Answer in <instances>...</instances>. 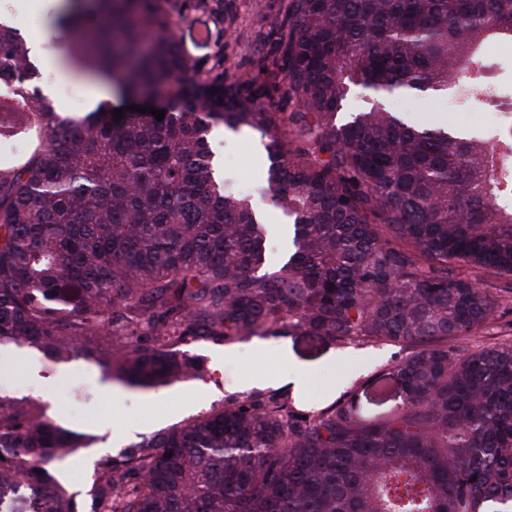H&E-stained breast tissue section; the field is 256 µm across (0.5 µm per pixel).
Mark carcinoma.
Masks as SVG:
<instances>
[{"label":"carcinoma","mask_w":512,"mask_h":512,"mask_svg":"<svg viewBox=\"0 0 512 512\" xmlns=\"http://www.w3.org/2000/svg\"><path fill=\"white\" fill-rule=\"evenodd\" d=\"M99 3L107 19L72 57L120 105L155 95L166 114L60 115L0 17V79L28 108L0 119V141L28 144L0 159V347L82 353L143 388L203 376L187 356L199 336L303 331L406 355L402 405L382 418L342 397L229 399L100 458L90 512H512V343L457 345L496 320L485 278H512V92L484 53L512 42V0H288L270 38L291 112L267 80L225 74L224 0ZM199 12L204 57L175 34ZM356 87L367 106L346 112ZM451 89L502 119L465 134L384 103ZM219 123L268 139L261 191L288 218L274 264L252 201L215 169ZM82 439L0 391V494L85 512L48 468Z\"/></svg>","instance_id":"obj_1"}]
</instances>
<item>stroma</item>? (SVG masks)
Returning <instances> with one entry per match:
<instances>
[{
	"label": "stroma",
	"mask_w": 512,
	"mask_h": 512,
	"mask_svg": "<svg viewBox=\"0 0 512 512\" xmlns=\"http://www.w3.org/2000/svg\"><path fill=\"white\" fill-rule=\"evenodd\" d=\"M288 0H224V69L227 75L252 77L266 69L268 34L281 22ZM59 14L47 0H31L27 11L16 13L13 25L26 40L40 44L58 61H67L79 29L93 28L94 15L78 19L74 28L58 23ZM413 123L443 122L471 129L492 125L496 113L485 107L457 106L453 94L424 100L395 97L386 102ZM209 141L222 166L225 181L250 193L270 233V256L279 260L286 240V224L271 197L261 194L266 164L259 132L215 126ZM271 347L256 353L255 338L227 343L201 338L189 347L203 362L206 373L149 389L131 388L106 379L98 367L74 357L62 364L22 362L20 350L0 352V389L48 403V416L64 426L91 435L80 449L69 481L73 490L90 496L93 465L104 455H118L172 425L204 414L231 397L253 394L245 380L255 373L273 377L274 390L288 393L308 410L320 409L343 394H350L366 417L380 418L401 405L403 393L393 375L401 358L399 347L356 341L336 345L315 336L292 334L270 337ZM312 369L306 388L284 381L292 364Z\"/></svg>",
	"instance_id": "obj_1"
}]
</instances>
